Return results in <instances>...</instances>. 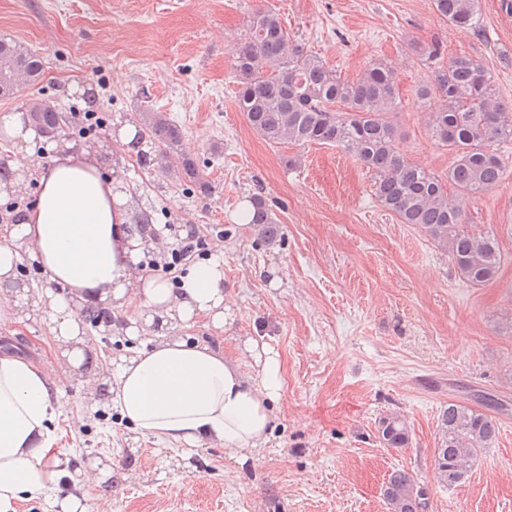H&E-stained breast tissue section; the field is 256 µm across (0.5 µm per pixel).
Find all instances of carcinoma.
<instances>
[{
	"label": "carcinoma",
	"mask_w": 512,
	"mask_h": 512,
	"mask_svg": "<svg viewBox=\"0 0 512 512\" xmlns=\"http://www.w3.org/2000/svg\"><path fill=\"white\" fill-rule=\"evenodd\" d=\"M434 6L454 26L479 24L478 0H434ZM416 51L432 68L431 83L417 87L416 99L429 107L432 139L455 154L445 178L405 156L400 128L391 119L401 109L391 63L376 60L358 78L345 79L291 38L274 11L254 13L244 38L233 47L236 102L252 130L271 145L327 144L352 155L372 172L380 205L400 223L424 231L448 254L466 282L482 285L496 278L503 257L496 235L462 229V202L487 193L503 180L506 159L499 146L512 142V107L498 101L488 63L471 57L447 59L435 40L418 44ZM0 61L22 69L32 81L41 72L36 54L2 40ZM23 105L29 112L41 113L45 126L55 127L47 103L31 98ZM141 121L161 154L181 152L182 129L165 114L145 110ZM181 176L201 192L210 190L209 181L186 155ZM250 206V223L259 238L268 244L280 240L281 227L266 198L252 196ZM438 427L435 477L444 486H458L478 455L495 441L497 420L450 401ZM379 439L387 448L406 447L409 435L404 420L397 414L381 418ZM383 495L389 512H423L428 506L426 492L404 470L388 476Z\"/></svg>",
	"instance_id": "carcinoma-1"
}]
</instances>
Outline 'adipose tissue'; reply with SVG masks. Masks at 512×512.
Masks as SVG:
<instances>
[{
    "mask_svg": "<svg viewBox=\"0 0 512 512\" xmlns=\"http://www.w3.org/2000/svg\"><path fill=\"white\" fill-rule=\"evenodd\" d=\"M34 137L22 113L0 117L7 168L0 201L37 184L34 202L0 230V324L20 323L27 303L35 302L77 368L85 360L78 310L133 309L130 332L145 325L155 338L134 355L97 358L95 372L113 408L142 435L189 449L217 444L247 459L271 430L281 397L279 355L249 337L228 354L185 334L200 322L220 329L238 319L223 258L188 263L174 284L142 274L138 254L153 228L135 224L120 164L111 154L68 143L41 162L30 147ZM25 253L47 278L35 298L10 285ZM247 359L253 371L244 370ZM58 391L36 363L0 354V512H15L18 501L48 495L66 481L102 485L112 472L96 462L71 468L73 450L57 445Z\"/></svg>",
    "mask_w": 512,
    "mask_h": 512,
    "instance_id": "obj_1",
    "label": "adipose tissue"
}]
</instances>
